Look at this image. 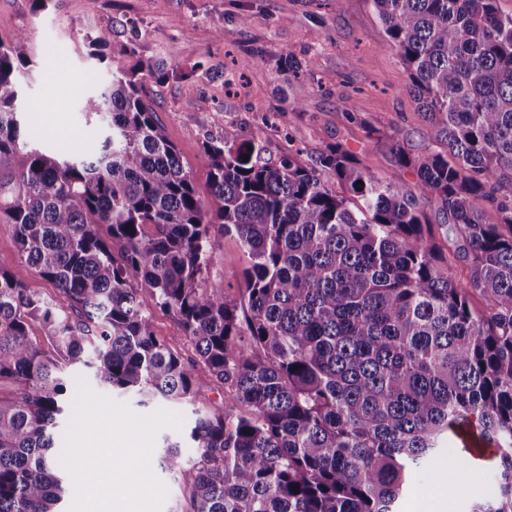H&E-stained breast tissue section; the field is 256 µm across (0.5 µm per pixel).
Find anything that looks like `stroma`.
<instances>
[{"label":"stroma","instance_id":"stroma-1","mask_svg":"<svg viewBox=\"0 0 512 512\" xmlns=\"http://www.w3.org/2000/svg\"><path fill=\"white\" fill-rule=\"evenodd\" d=\"M100 31L111 35L109 51L130 47L141 60L176 70V78L146 90L201 199L210 193L203 144L228 126L260 138L269 162L289 156L305 167L339 144L379 178L402 176L410 190L416 173L398 169L392 146L415 153L435 145L371 0H49L43 9L0 0V39L22 33L32 47L21 80L22 125L52 153L71 156L85 145L79 100L108 73L83 35ZM284 48L299 63L296 79L279 72ZM249 56L253 64L242 67ZM247 263L236 236L220 237L204 287L238 293ZM0 268L43 297L57 295L21 259L8 224H0ZM495 484L494 467L452 465L443 452L413 471L399 512L437 500L442 512H470Z\"/></svg>","mask_w":512,"mask_h":512}]
</instances>
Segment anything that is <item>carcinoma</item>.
Returning <instances> with one entry per match:
<instances>
[{"instance_id": "1", "label": "carcinoma", "mask_w": 512, "mask_h": 512, "mask_svg": "<svg viewBox=\"0 0 512 512\" xmlns=\"http://www.w3.org/2000/svg\"><path fill=\"white\" fill-rule=\"evenodd\" d=\"M372 2L446 146L395 151L437 226L401 177L339 144L308 167L271 163L232 126L204 143L203 201L145 89L176 71L127 47L106 55L107 33L87 40L109 80L80 108L100 134L80 156L45 153L21 126L27 37L0 41V224L58 290L46 300L0 269V387L13 390L0 512H61L62 374L76 363L142 405L193 400L199 369L224 387V408L163 449L189 512H397L410 470L450 434L499 457L496 495L472 512H512V15L496 0ZM229 233L249 257L238 296L203 287ZM154 308L195 357L156 336Z\"/></svg>"}]
</instances>
